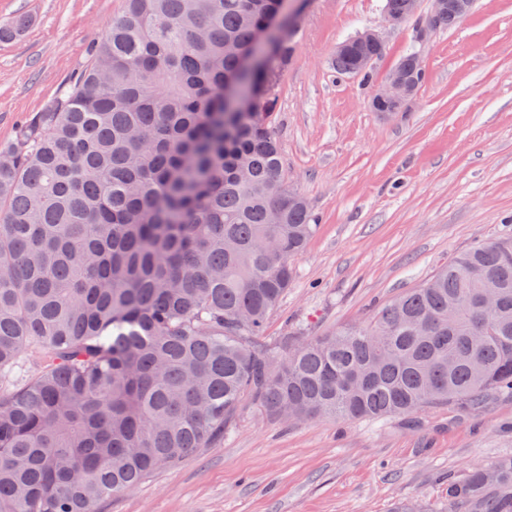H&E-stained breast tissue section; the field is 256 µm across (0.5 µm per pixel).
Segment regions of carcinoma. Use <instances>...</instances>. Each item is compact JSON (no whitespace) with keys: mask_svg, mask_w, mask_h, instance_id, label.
<instances>
[{"mask_svg":"<svg viewBox=\"0 0 512 512\" xmlns=\"http://www.w3.org/2000/svg\"><path fill=\"white\" fill-rule=\"evenodd\" d=\"M282 2L126 0L0 147V512H95L246 397L288 421L512 395L511 237L365 323L259 342L316 230L273 131L293 33L261 52ZM346 44L343 76L385 52ZM415 54L397 67L420 87ZM442 512H512V456L449 480Z\"/></svg>","mask_w":512,"mask_h":512,"instance_id":"carcinoma-1","label":"carcinoma"}]
</instances>
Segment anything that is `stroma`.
Returning a JSON list of instances; mask_svg holds the SVG:
<instances>
[{
	"instance_id": "1",
	"label": "stroma",
	"mask_w": 512,
	"mask_h": 512,
	"mask_svg": "<svg viewBox=\"0 0 512 512\" xmlns=\"http://www.w3.org/2000/svg\"><path fill=\"white\" fill-rule=\"evenodd\" d=\"M125 0H0V145L88 65ZM297 34L279 88L278 137L290 185L317 229L265 340L323 336L366 321L476 241L512 237V0L415 41L384 0H288ZM365 30L385 53L373 81L338 75L337 46ZM426 80L394 115L368 98L411 48ZM512 455V398L431 407L379 421L289 423L243 400L224 439L112 496L99 512H388L419 498L442 508L449 480Z\"/></svg>"
}]
</instances>
